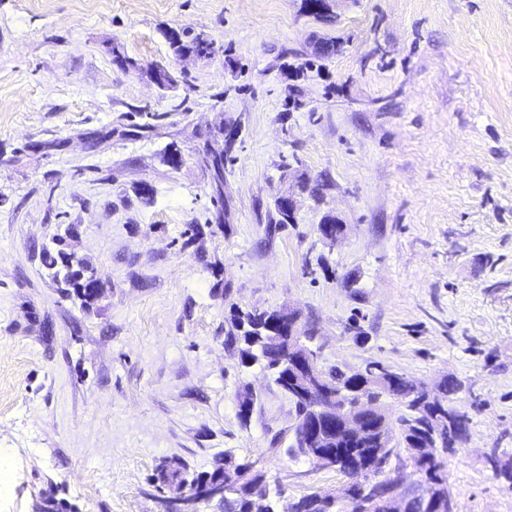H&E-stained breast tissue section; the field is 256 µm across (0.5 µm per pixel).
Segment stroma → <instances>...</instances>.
Listing matches in <instances>:
<instances>
[{
	"label": "stroma",
	"mask_w": 512,
	"mask_h": 512,
	"mask_svg": "<svg viewBox=\"0 0 512 512\" xmlns=\"http://www.w3.org/2000/svg\"><path fill=\"white\" fill-rule=\"evenodd\" d=\"M183 30L215 54L174 55ZM231 122L219 202L199 135L221 148ZM285 195L296 220L268 233ZM70 224L104 286L89 313L39 260ZM233 303L298 311L324 367L458 383L455 512H512L484 461L512 456V0H327L319 17L305 0H0V512L49 489L80 512H159L162 457L339 493L343 473L288 457L294 405L227 345Z\"/></svg>",
	"instance_id": "obj_1"
}]
</instances>
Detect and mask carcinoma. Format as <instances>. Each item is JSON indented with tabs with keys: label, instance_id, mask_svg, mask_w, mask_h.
Listing matches in <instances>:
<instances>
[{
	"label": "carcinoma",
	"instance_id": "carcinoma-1",
	"mask_svg": "<svg viewBox=\"0 0 512 512\" xmlns=\"http://www.w3.org/2000/svg\"><path fill=\"white\" fill-rule=\"evenodd\" d=\"M170 45L178 56L193 54L206 57L214 52L213 43L204 38L202 33L186 31L182 34L173 33L169 37ZM226 156L211 154V151L201 149L200 162L212 172V179L219 181L213 196L224 198V165ZM64 239L55 240V246L47 245L41 248L39 257L42 265L50 272L52 278L64 285L67 296L80 302V308L90 312L96 306L98 299L93 291L94 279L89 265L78 259L71 262L68 252L62 248ZM276 315L274 311L252 307L242 309L232 306L227 317V341L238 347L243 363L247 367L261 364L269 370L277 385H283L286 370L278 364L286 356L288 346L287 336L274 328ZM336 383L346 386L355 392L365 390L368 379L363 373L346 375L342 372L329 370ZM389 398L399 400L402 405L399 417L402 426V445L417 471L422 474L423 481L431 482L432 489L426 488L410 495L406 512H447L448 502L444 500L441 491L446 489L442 473L445 472V454L455 450L467 432L468 421L456 423L451 432L435 430L426 424V420L444 406L448 394L456 391V385L443 382L440 394L434 396L432 402L424 401L423 394L418 392L417 384L396 372H387ZM336 447L344 449L356 467L370 476L374 482L388 484L392 478L378 479L382 470L374 467L375 452L378 444L375 434L367 431L358 438H340ZM492 471L512 487V463L503 462L497 456L489 459ZM232 467L241 472V481L217 500L220 512H245L247 498L268 492L269 481L265 474L256 469L251 462L238 463L231 458H218L212 466L204 471H196L177 458H164L152 470L150 482L161 492L181 490L189 496L194 495L198 485L204 480H216L224 477V469ZM280 499L271 501L274 512H309V501L316 492L303 495L297 499H288L284 489H278Z\"/></svg>",
	"mask_w": 512,
	"mask_h": 512
}]
</instances>
